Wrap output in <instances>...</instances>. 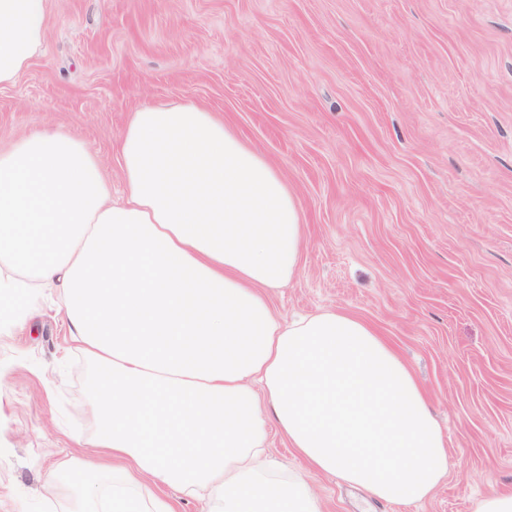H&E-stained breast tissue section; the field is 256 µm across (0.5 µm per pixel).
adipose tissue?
Returning a JSON list of instances; mask_svg holds the SVG:
<instances>
[{
    "mask_svg": "<svg viewBox=\"0 0 512 512\" xmlns=\"http://www.w3.org/2000/svg\"><path fill=\"white\" fill-rule=\"evenodd\" d=\"M49 0H0V87L44 50ZM124 185L57 125L0 149V323L57 290L95 364V432L45 481L73 512H322L319 474L416 504L448 473L429 399L379 333L341 309L287 320L300 201L280 170L191 98L142 105L117 139ZM305 463L279 472L269 428Z\"/></svg>",
    "mask_w": 512,
    "mask_h": 512,
    "instance_id": "obj_1",
    "label": "adipose tissue"
}]
</instances>
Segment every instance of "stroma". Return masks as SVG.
I'll list each match as a JSON object with an SVG mask.
<instances>
[{
	"label": "stroma",
	"instance_id": "35a3bbf8",
	"mask_svg": "<svg viewBox=\"0 0 512 512\" xmlns=\"http://www.w3.org/2000/svg\"><path fill=\"white\" fill-rule=\"evenodd\" d=\"M182 98L300 200L308 245L276 309L372 324L447 437L432 499L314 475L324 512H471L512 490V0H50L42 54L0 88V147L62 126L118 194L130 112ZM55 301L0 326V512H69L44 473L93 432L94 366Z\"/></svg>",
	"mask_w": 512,
	"mask_h": 512
}]
</instances>
